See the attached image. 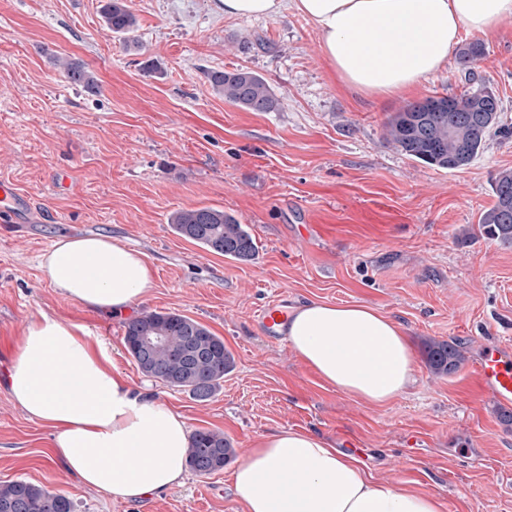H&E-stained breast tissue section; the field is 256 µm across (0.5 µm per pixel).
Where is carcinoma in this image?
Masks as SVG:
<instances>
[{
	"label": "carcinoma",
	"instance_id": "obj_1",
	"mask_svg": "<svg viewBox=\"0 0 512 512\" xmlns=\"http://www.w3.org/2000/svg\"><path fill=\"white\" fill-rule=\"evenodd\" d=\"M105 23L123 39L136 44L133 33L137 18L126 0H107ZM483 56V47L473 42L458 52L457 63L475 78L473 65ZM66 79L87 89L96 86L91 73L74 62L63 63ZM213 91L247 112H272L279 100L267 81L248 69L213 71L208 74ZM499 98L483 88L459 97L434 94L410 102L389 117L386 140L412 159L439 169L457 170L468 166L482 148L486 137L499 124ZM174 234L213 253L238 260H251L257 250L247 225L222 209L198 207L177 210L170 216ZM487 238L512 245V170L498 173L494 182V203L479 218ZM127 351L145 375L205 402L223 386L224 375L235 367L233 354L224 339L198 321L176 312L150 311L124 325ZM151 337L154 347L145 350L141 341ZM427 365L438 376H451L465 362L459 340L429 339L424 343ZM235 450L224 433L196 430L189 439L187 465L198 475H210L224 468ZM74 501L45 487L16 479L0 484V512H75Z\"/></svg>",
	"mask_w": 512,
	"mask_h": 512
}]
</instances>
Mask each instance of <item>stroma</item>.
Listing matches in <instances>:
<instances>
[{
    "instance_id": "35a3bbf8",
    "label": "stroma",
    "mask_w": 512,
    "mask_h": 512,
    "mask_svg": "<svg viewBox=\"0 0 512 512\" xmlns=\"http://www.w3.org/2000/svg\"><path fill=\"white\" fill-rule=\"evenodd\" d=\"M135 47L107 29L105 0H0V181L38 212L0 233V377L26 327L42 316L104 340L129 384L149 388L189 430L223 432L233 464L188 473L158 497L112 501L51 461L54 431L30 419L0 384V482L18 478L70 497L77 512H243L234 463L264 434L292 429L354 454L376 481L436 495L443 512H512V424L481 393L482 344L512 348V245L481 234L499 171L512 169V21L462 32L485 55L468 81L456 60L412 97L339 85L313 24L294 10L235 19L220 0H127ZM83 65L96 90L69 83L60 59ZM154 64L152 75L143 72ZM249 69L280 101L247 112L213 92L210 71ZM501 102L500 128L467 167L419 163L386 141L408 100L462 95L473 85ZM209 206L248 225L257 252L242 262L175 235L172 212ZM100 236L140 252L154 275L128 314L87 309L53 288L40 266L55 239ZM287 294L369 305L408 336L414 381L377 405L324 382L291 345L257 335V306ZM187 315L223 337L235 358L222 389L200 403L149 380L124 344V324L146 311ZM460 340L466 361L434 375L425 338Z\"/></svg>"
}]
</instances>
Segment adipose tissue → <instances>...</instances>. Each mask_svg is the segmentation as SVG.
Masks as SVG:
<instances>
[{"instance_id": "obj_1", "label": "adipose tissue", "mask_w": 512, "mask_h": 512, "mask_svg": "<svg viewBox=\"0 0 512 512\" xmlns=\"http://www.w3.org/2000/svg\"><path fill=\"white\" fill-rule=\"evenodd\" d=\"M225 16L309 19L321 52L345 86L400 96L448 62L461 31L486 33L512 20V0H221ZM41 267L83 306L121 314L145 297L143 256L102 237L55 240ZM298 357L336 389L375 404L402 394L414 354L402 328L364 305L311 302L288 327ZM6 384L15 403L55 432L53 458L85 488L115 501L158 496L186 476L183 416L130 387L106 343L45 316L31 323ZM245 512H442L433 494L375 481L355 456L310 432L260 436L234 470Z\"/></svg>"}]
</instances>
